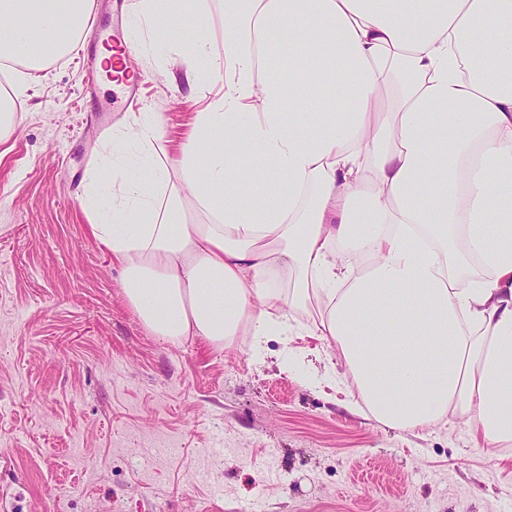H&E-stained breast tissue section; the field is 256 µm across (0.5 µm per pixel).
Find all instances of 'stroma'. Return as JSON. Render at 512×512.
I'll return each instance as SVG.
<instances>
[{
    "label": "stroma",
    "mask_w": 512,
    "mask_h": 512,
    "mask_svg": "<svg viewBox=\"0 0 512 512\" xmlns=\"http://www.w3.org/2000/svg\"><path fill=\"white\" fill-rule=\"evenodd\" d=\"M132 65L180 143L187 85L145 51ZM121 100L65 58L0 157V512H512V447L451 416L411 434L352 413L311 337L224 351L141 326L80 201L105 146L81 111Z\"/></svg>",
    "instance_id": "1"
}]
</instances>
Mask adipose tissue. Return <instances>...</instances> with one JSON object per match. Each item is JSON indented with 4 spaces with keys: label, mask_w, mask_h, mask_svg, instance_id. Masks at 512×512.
<instances>
[{
    "label": "adipose tissue",
    "mask_w": 512,
    "mask_h": 512,
    "mask_svg": "<svg viewBox=\"0 0 512 512\" xmlns=\"http://www.w3.org/2000/svg\"><path fill=\"white\" fill-rule=\"evenodd\" d=\"M93 7L0 0L1 143ZM169 23L167 74L209 93L179 157L162 113H124L81 195L141 325L227 350L302 329L352 412L512 445V0H141L129 39Z\"/></svg>",
    "instance_id": "obj_1"
}]
</instances>
